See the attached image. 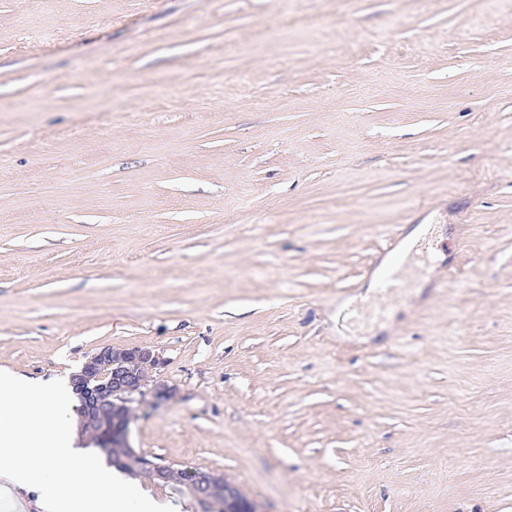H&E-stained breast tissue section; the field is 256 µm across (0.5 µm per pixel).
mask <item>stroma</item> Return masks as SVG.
Listing matches in <instances>:
<instances>
[{
	"label": "stroma",
	"instance_id": "stroma-1",
	"mask_svg": "<svg viewBox=\"0 0 512 512\" xmlns=\"http://www.w3.org/2000/svg\"><path fill=\"white\" fill-rule=\"evenodd\" d=\"M104 346L264 512H512V0H0V369Z\"/></svg>",
	"mask_w": 512,
	"mask_h": 512
}]
</instances>
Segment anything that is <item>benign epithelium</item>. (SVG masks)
Wrapping results in <instances>:
<instances>
[{"label":"benign epithelium","mask_w":512,"mask_h":512,"mask_svg":"<svg viewBox=\"0 0 512 512\" xmlns=\"http://www.w3.org/2000/svg\"><path fill=\"white\" fill-rule=\"evenodd\" d=\"M159 364L158 354L148 347L103 346L71 375L70 384L79 401L80 430L91 434L108 454L114 448L125 449L122 461L133 473L163 489L182 482L183 468L150 460L128 442L134 405L145 402L149 395L150 404L157 406L173 394L163 382L148 386L149 373ZM185 491L198 503L225 504L226 512H262L258 503L241 500L238 488L212 471H194Z\"/></svg>","instance_id":"benign-epithelium-1"}]
</instances>
